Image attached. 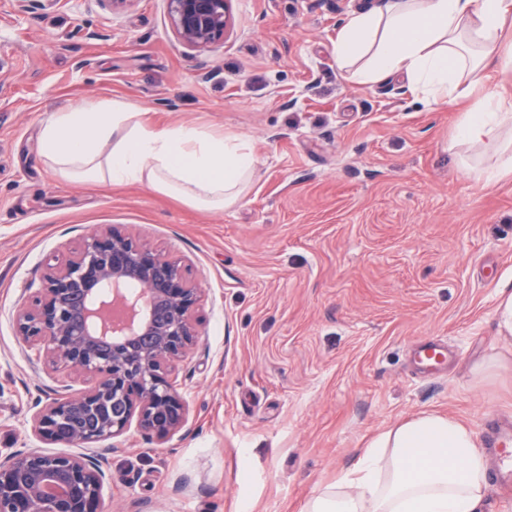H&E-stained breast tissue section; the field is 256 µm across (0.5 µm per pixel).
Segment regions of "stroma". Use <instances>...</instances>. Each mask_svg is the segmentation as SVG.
I'll use <instances>...</instances> for the list:
<instances>
[{
  "label": "stroma",
  "instance_id": "stroma-1",
  "mask_svg": "<svg viewBox=\"0 0 512 512\" xmlns=\"http://www.w3.org/2000/svg\"><path fill=\"white\" fill-rule=\"evenodd\" d=\"M233 27L182 45L165 0H0V459L39 447L28 421L65 371L36 367L13 315L48 265L116 229L180 261L201 288L194 350L172 374L186 423L81 447L107 457L105 512H302L378 434L425 413L486 446L512 426V175L487 185L452 145L463 107L403 78L363 85L332 43L374 0H231ZM84 99L150 108L159 124L247 137L255 175L201 212L149 187L64 180L43 122ZM445 344L441 368L415 347Z\"/></svg>",
  "mask_w": 512,
  "mask_h": 512
}]
</instances>
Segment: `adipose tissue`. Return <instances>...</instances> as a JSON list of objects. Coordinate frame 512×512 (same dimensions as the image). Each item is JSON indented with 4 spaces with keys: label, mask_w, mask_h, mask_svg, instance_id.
<instances>
[{
    "label": "adipose tissue",
    "mask_w": 512,
    "mask_h": 512,
    "mask_svg": "<svg viewBox=\"0 0 512 512\" xmlns=\"http://www.w3.org/2000/svg\"><path fill=\"white\" fill-rule=\"evenodd\" d=\"M512 0H386L350 15L333 43L337 62L365 84L400 75L436 104L468 98L488 72L512 70L503 31ZM512 128V101H474L458 124V144L493 153L476 171L492 183L512 171L499 133ZM40 153L78 183L142 184L194 209L239 201L254 172L248 140L190 124L159 125L126 101H86L54 113L41 130ZM488 459L474 433L435 414L378 436L334 486L305 512H480Z\"/></svg>",
    "instance_id": "ef3b65f1"
}]
</instances>
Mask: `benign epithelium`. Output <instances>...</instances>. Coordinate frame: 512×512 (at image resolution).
I'll use <instances>...</instances> for the list:
<instances>
[{
	"instance_id": "7a95c632",
	"label": "benign epithelium",
	"mask_w": 512,
	"mask_h": 512,
	"mask_svg": "<svg viewBox=\"0 0 512 512\" xmlns=\"http://www.w3.org/2000/svg\"><path fill=\"white\" fill-rule=\"evenodd\" d=\"M178 40L198 51L224 42L229 0H166ZM200 289L180 263L111 231L87 237L77 255L50 268L31 303L15 315L36 361L87 378L37 410L32 432L48 445L82 446L123 435L131 423L165 440L186 409L169 379L198 337ZM95 419L77 427L76 413ZM102 457L40 448L0 461V512H102L110 476Z\"/></svg>"
}]
</instances>
